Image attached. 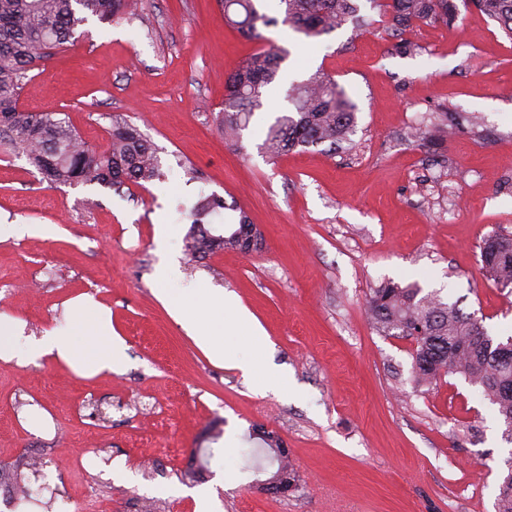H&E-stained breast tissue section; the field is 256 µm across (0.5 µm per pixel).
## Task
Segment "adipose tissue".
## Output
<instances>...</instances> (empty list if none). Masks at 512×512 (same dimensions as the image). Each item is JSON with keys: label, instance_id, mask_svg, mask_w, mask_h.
Masks as SVG:
<instances>
[{"label": "adipose tissue", "instance_id": "ef3b65f1", "mask_svg": "<svg viewBox=\"0 0 512 512\" xmlns=\"http://www.w3.org/2000/svg\"><path fill=\"white\" fill-rule=\"evenodd\" d=\"M169 305L180 319L188 335L194 336L214 358H224V344L219 325L199 319L194 307H188L179 291H172ZM77 326L73 332H50L32 340L30 354L35 358L48 357L79 367L93 374L112 372L125 354V345L112 334V318L108 309L87 305L80 300L73 305Z\"/></svg>", "mask_w": 512, "mask_h": 512}]
</instances>
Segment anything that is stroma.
<instances>
[{
  "mask_svg": "<svg viewBox=\"0 0 512 512\" xmlns=\"http://www.w3.org/2000/svg\"><path fill=\"white\" fill-rule=\"evenodd\" d=\"M134 15L89 21L74 46L33 71L19 105L63 113L92 144L113 120L147 134L162 175L122 190L50 186L25 156L0 152V319L28 336L71 327L89 298L127 345L112 373L0 360V465L59 429L39 503L0 496V512H495L512 458L503 425L459 375L421 386L415 343L374 328L373 288L418 282L512 336V292L480 270V245L512 233V39L472 7L456 22L396 36L369 24L311 41L285 25L249 39L220 0H137ZM415 49L403 54L400 39ZM287 51L240 143L225 139L228 75L249 55ZM323 71L358 106L348 148L269 159L267 126L292 83ZM441 124L439 152L412 138ZM244 208L263 246L198 261L182 240L198 202ZM169 226L167 246L158 225ZM189 294H235L261 336L223 335L210 359L169 312L158 268ZM103 404L107 420L92 418ZM218 422L224 454L204 481L180 474ZM282 438L299 476L285 497L253 492L254 427Z\"/></svg>",
  "mask_w": 512,
  "mask_h": 512,
  "instance_id": "obj_1",
  "label": "stroma"
}]
</instances>
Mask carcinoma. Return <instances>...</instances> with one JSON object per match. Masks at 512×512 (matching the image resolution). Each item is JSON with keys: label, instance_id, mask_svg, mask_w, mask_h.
Instances as JSON below:
<instances>
[{"label": "carcinoma", "instance_id": "carcinoma-1", "mask_svg": "<svg viewBox=\"0 0 512 512\" xmlns=\"http://www.w3.org/2000/svg\"><path fill=\"white\" fill-rule=\"evenodd\" d=\"M281 17L260 12L256 0H233L224 10L226 25L250 38L261 37L260 29L282 22L314 41L350 24L359 30L365 16L356 0H278ZM388 17L400 33L416 23H452L458 16L456 0H368ZM482 14L512 38V0H470ZM134 0H0V149L26 156L48 183L60 185L104 184L115 189L131 183L142 186L160 177L153 143L141 130L115 120L107 148L91 146L81 139L56 112H24L19 108L22 92L32 80L29 72L39 68L50 51L74 45L77 30L89 18L110 24L134 11ZM285 55L260 51L243 60L225 83L224 113L220 125L224 135L240 142L256 111L264 107L267 91L277 78ZM291 105L267 127L262 149L271 158L299 148L329 144L336 149L352 144L356 127V104L346 89L328 74L316 71L308 79L291 85ZM222 210L237 213L231 230L219 233L203 218ZM249 223L241 207L228 205L211 194L197 208L183 247L194 258L203 259L239 245L236 234ZM481 269L496 287L512 291V235L484 236ZM367 313L378 330L415 339L413 374L422 385L445 375H461L480 388L499 421L512 424V336L498 341L490 336L482 320L449 304L436 293H422L416 284L387 282L375 289L367 302ZM272 465L269 478L281 483L282 493L295 492L299 484L288 461V449L273 431L255 430ZM200 465L188 467L181 479L197 482V474L220 455V449L198 450ZM47 463L30 461L23 453L8 466H0V485L14 498L38 502L40 489L24 481V471L41 477ZM496 512H512V464L498 481Z\"/></svg>", "mask_w": 512, "mask_h": 512}]
</instances>
